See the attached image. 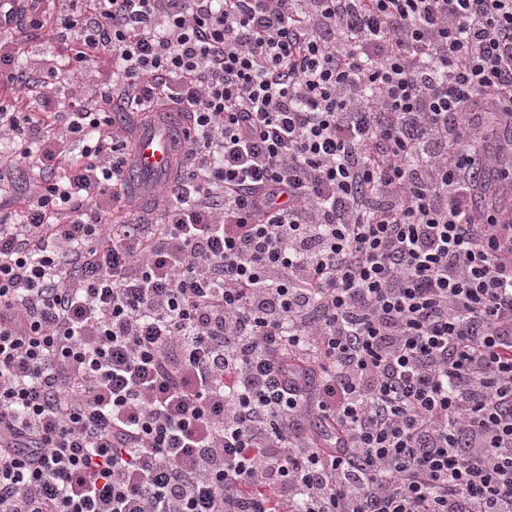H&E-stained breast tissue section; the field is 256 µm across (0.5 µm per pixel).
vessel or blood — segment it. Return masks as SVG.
Here are the masks:
<instances>
[{
    "mask_svg": "<svg viewBox=\"0 0 512 512\" xmlns=\"http://www.w3.org/2000/svg\"><path fill=\"white\" fill-rule=\"evenodd\" d=\"M184 122L164 118L138 129L132 148V157L122 177L140 196L142 205L152 204L159 187L174 174L178 151L184 142Z\"/></svg>",
    "mask_w": 512,
    "mask_h": 512,
    "instance_id": "b4317fda",
    "label": "vessel or blood"
}]
</instances>
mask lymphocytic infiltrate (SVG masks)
Returning <instances> with one entry per match:
<instances>
[{
	"instance_id": "1",
	"label": "lymphocytic infiltrate",
	"mask_w": 512,
	"mask_h": 512,
	"mask_svg": "<svg viewBox=\"0 0 512 512\" xmlns=\"http://www.w3.org/2000/svg\"><path fill=\"white\" fill-rule=\"evenodd\" d=\"M0 86V512H512V0H0ZM118 101L192 123L152 224ZM15 31V35L21 41L20 47L23 54L20 61L22 64L30 65L43 56H49L56 60L62 69L63 77L68 76L69 72L65 66L67 52L64 45L52 39L51 34L47 32L36 35L23 28Z\"/></svg>"
}]
</instances>
